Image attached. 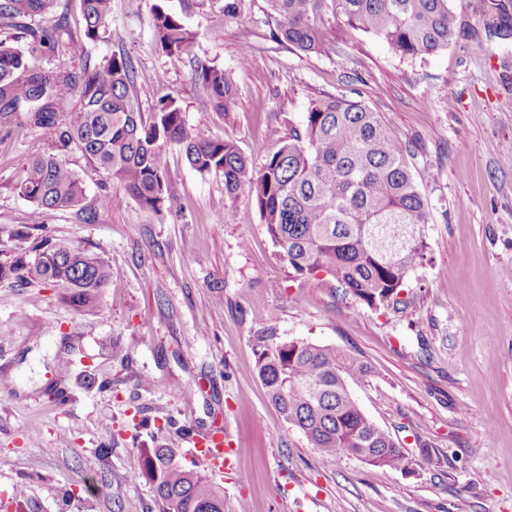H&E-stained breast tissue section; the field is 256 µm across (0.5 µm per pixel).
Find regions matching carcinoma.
I'll list each match as a JSON object with an SVG mask.
<instances>
[{
    "label": "carcinoma",
    "instance_id": "obj_1",
    "mask_svg": "<svg viewBox=\"0 0 512 512\" xmlns=\"http://www.w3.org/2000/svg\"><path fill=\"white\" fill-rule=\"evenodd\" d=\"M59 0H0V28L29 44L30 53L55 50L65 14L50 20ZM83 34L70 39L72 55L106 34L110 0H79ZM277 35L300 52H336V26L387 45L395 54L431 55L462 35L456 0H267ZM196 0H152L153 45L173 63H195L194 78L216 112L227 113L236 89L221 68L197 57L198 33L187 23ZM494 36L512 38V13L498 3ZM135 66L113 53L80 71L60 64L44 70L0 40V128L22 120L53 133L60 153L29 158L18 192L32 205L30 223L43 232L42 210H82L85 183L64 156L79 150L114 190L102 208L128 200L161 211L175 200L167 181L175 148L202 175L224 179V192L253 197L273 244L300 277L324 272L342 294L371 308L399 302L406 279L424 259L429 204L408 161V150L381 113L360 101L328 97L310 105L300 126L280 149L257 166L238 145L189 128L177 100L163 99L140 112L133 94ZM74 97L78 107L63 120L58 103ZM48 283L80 308L98 305L112 281V266L47 234L14 236L12 257L0 263V282ZM258 375L270 401L289 427L325 457L347 454L375 467L413 470V460L392 435L374 423L348 390V380L367 367L329 345L303 340L275 342L256 336ZM134 479L153 488L159 512H225L224 493L198 467L181 464L177 449L155 444L139 449Z\"/></svg>",
    "mask_w": 512,
    "mask_h": 512
}]
</instances>
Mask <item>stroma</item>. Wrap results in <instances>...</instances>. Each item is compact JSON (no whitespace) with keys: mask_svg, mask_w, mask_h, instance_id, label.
<instances>
[{"mask_svg":"<svg viewBox=\"0 0 512 512\" xmlns=\"http://www.w3.org/2000/svg\"><path fill=\"white\" fill-rule=\"evenodd\" d=\"M238 3L231 17L224 0H199L189 20L198 59L236 87L226 115L192 62L154 49L151 0H112L109 31L89 52L131 57L142 112L173 95L188 126L235 141L258 165L313 100L381 112L431 203L409 303L371 309L326 274L296 276L252 197L229 198L222 177L200 175L178 151L167 172L178 201L159 213L130 200L101 208L111 183L70 151L86 210H47L41 223L111 264L112 283L94 308L44 283H0V373L11 380L0 392V501L151 512L138 448L154 440L192 465L186 425L227 429L235 442L212 477L228 512H512V40L489 32L493 0H458L464 36L414 59L350 28L335 54L307 55L276 37L267 0ZM57 150L43 129H0L1 262L29 222L23 164ZM266 326L276 341L330 345L367 364L349 390L403 443L412 472L324 457L289 427L258 376L253 338Z\"/></svg>","mask_w":512,"mask_h":512,"instance_id":"35a3bbf8","label":"stroma"}]
</instances>
